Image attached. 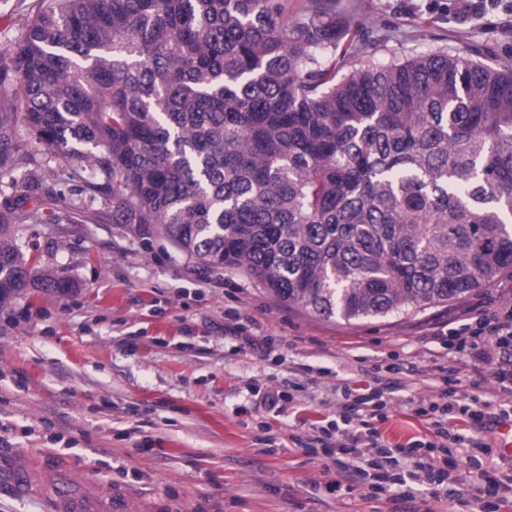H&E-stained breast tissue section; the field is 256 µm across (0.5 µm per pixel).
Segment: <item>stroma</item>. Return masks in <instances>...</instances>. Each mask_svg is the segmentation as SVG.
<instances>
[{
    "label": "stroma",
    "instance_id": "35a3bbf8",
    "mask_svg": "<svg viewBox=\"0 0 512 512\" xmlns=\"http://www.w3.org/2000/svg\"><path fill=\"white\" fill-rule=\"evenodd\" d=\"M42 0H0V48ZM337 25L388 40L400 57L478 47L512 59V0L460 19L454 0H336ZM70 222L25 224L24 251L73 282L0 306V512H45L13 489L18 463L55 456L87 485L124 486L170 512H395L363 488L328 492L327 462L298 450L335 419L343 384L381 386L396 356L402 390L380 429L390 442L423 433L414 410L437 397L433 335L512 304V275L416 314L326 320L279 302L229 268L176 252L149 224L92 218L68 194ZM245 327L244 337L228 332ZM274 337L272 349L262 345ZM292 392L266 409L254 388Z\"/></svg>",
    "mask_w": 512,
    "mask_h": 512
}]
</instances>
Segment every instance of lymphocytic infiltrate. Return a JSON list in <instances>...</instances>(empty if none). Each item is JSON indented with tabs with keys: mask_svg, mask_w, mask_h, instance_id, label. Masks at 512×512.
<instances>
[{
	"mask_svg": "<svg viewBox=\"0 0 512 512\" xmlns=\"http://www.w3.org/2000/svg\"><path fill=\"white\" fill-rule=\"evenodd\" d=\"M445 349L438 367L443 387L436 398L421 401L415 410L427 425L425 434L404 443L385 439L378 425L391 409V393L403 386L398 365H386L393 374L390 386L344 387L345 402L335 420L317 427L314 443H302L305 454L332 459L339 475L328 483L340 491L341 477L359 478L369 497L391 494L406 503L423 495L450 500L453 512H500L512 499V474L503 473L492 458L482 434L512 419V308L481 311L462 319L440 337ZM499 353L490 362L489 348ZM491 363L497 394L472 395L460 388L453 366L479 367ZM472 469L471 488L457 490L454 472Z\"/></svg>",
	"mask_w": 512,
	"mask_h": 512,
	"instance_id": "1",
	"label": "lymphocytic infiltrate"
}]
</instances>
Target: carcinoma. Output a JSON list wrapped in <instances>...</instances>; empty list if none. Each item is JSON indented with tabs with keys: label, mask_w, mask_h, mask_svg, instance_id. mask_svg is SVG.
Wrapping results in <instances>:
<instances>
[{
	"label": "carcinoma",
	"mask_w": 512,
	"mask_h": 512,
	"mask_svg": "<svg viewBox=\"0 0 512 512\" xmlns=\"http://www.w3.org/2000/svg\"><path fill=\"white\" fill-rule=\"evenodd\" d=\"M347 34L336 0H50L0 49V304L73 288L18 240L60 220L39 146L112 223L319 317L423 311L512 269V61L381 62L372 41L340 76Z\"/></svg>",
	"instance_id": "cac0c4a2"
}]
</instances>
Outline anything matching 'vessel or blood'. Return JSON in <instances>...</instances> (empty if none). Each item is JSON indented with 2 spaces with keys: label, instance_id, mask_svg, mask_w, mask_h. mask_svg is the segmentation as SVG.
Masks as SVG:
<instances>
[{
  "label": "vessel or blood",
  "instance_id": "vessel-or-blood-1",
  "mask_svg": "<svg viewBox=\"0 0 512 512\" xmlns=\"http://www.w3.org/2000/svg\"><path fill=\"white\" fill-rule=\"evenodd\" d=\"M11 482L23 495L49 490L50 512H144L123 488L95 492L76 475L51 468L37 475L30 467L19 466L13 469Z\"/></svg>",
  "mask_w": 512,
  "mask_h": 512
}]
</instances>
